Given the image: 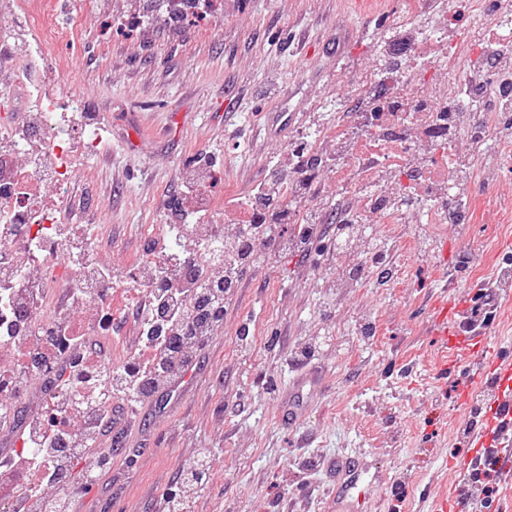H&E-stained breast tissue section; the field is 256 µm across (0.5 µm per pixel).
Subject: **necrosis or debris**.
Segmentation results:
<instances>
[{
  "label": "necrosis or debris",
  "instance_id": "4bbe7bcc",
  "mask_svg": "<svg viewBox=\"0 0 512 512\" xmlns=\"http://www.w3.org/2000/svg\"><path fill=\"white\" fill-rule=\"evenodd\" d=\"M419 7L420 0H406L390 35L376 48L378 68L362 71L346 98L327 104L335 123L300 130L289 170L273 198L279 210L287 211L289 223L298 221L296 203L321 194L322 177L334 160L359 159L363 133L383 147L403 143L405 151L397 159H379L376 186L364 187L352 174L337 181L340 222L349 224L358 216L366 224H402L410 218L418 224L468 223L476 157L497 146L501 119L512 114V0H500L492 15L483 0H456L455 6H441L437 21L428 26L417 21ZM486 26L506 32L505 39L490 48L497 66L489 85L448 65L465 47L479 48L478 33ZM423 44L438 47L439 56L419 58ZM83 110L78 98L62 101L47 89L31 102L24 131L0 127L1 135L14 138L10 165L49 181L57 190L47 204L0 185V279L26 265L27 291L36 298L35 307L26 309L18 306L14 291L0 289V342L19 340L37 327L55 332L61 298L80 289L95 314L88 326V345L101 349L108 361L127 366L133 356L116 333L117 302L111 282L100 272L93 241L72 242L65 254L56 246V233L68 217L64 191L76 175L69 164L72 136L67 119ZM382 111L392 113V120H373V113ZM439 143L449 147L459 163L432 182L428 162L418 156L424 147ZM157 241L156 249L128 265L131 287L146 297H158L163 284L140 269L160 260L174 258L211 275L212 264L186 250L183 237L166 232ZM32 243L41 244L39 253L28 252Z\"/></svg>",
  "mask_w": 512,
  "mask_h": 512
}]
</instances>
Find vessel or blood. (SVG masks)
I'll use <instances>...</instances> for the list:
<instances>
[{"instance_id": "b4317fda", "label": "vessel or blood", "mask_w": 512, "mask_h": 512, "mask_svg": "<svg viewBox=\"0 0 512 512\" xmlns=\"http://www.w3.org/2000/svg\"><path fill=\"white\" fill-rule=\"evenodd\" d=\"M431 330L439 353L466 367L460 385L464 394L483 390L487 393V411L480 424L466 438L471 452L465 459L463 475L482 471L491 465L503 476H512V339L491 338L488 330L470 324V306L450 300L447 294L435 297L430 306ZM371 463H340L336 466L338 512H364L366 501L380 487L364 481ZM474 486L463 483L444 496L433 512H471Z\"/></svg>"}]
</instances>
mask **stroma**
Listing matches in <instances>:
<instances>
[{
    "mask_svg": "<svg viewBox=\"0 0 512 512\" xmlns=\"http://www.w3.org/2000/svg\"><path fill=\"white\" fill-rule=\"evenodd\" d=\"M216 13L174 23L160 0H0V34L34 20L48 71L34 81L6 74L17 92L52 87L85 104L100 144L86 155L67 196L95 214L98 255L115 274L149 244L145 227L174 211L188 179L205 180L196 157L218 155L225 195L247 192L283 169L296 131L333 119L320 98L345 96L372 43L402 0H219ZM477 193L473 219L451 229L364 224L365 239L388 240L399 278L343 281L364 243L336 250V176L325 173L326 224L293 244L296 225L279 228L281 246L243 273L224 321L176 371L169 390L138 403L126 435L100 437L113 449L94 484L82 485L74 512H162L183 489L191 512H332L334 483L317 473L296 484L303 459L326 465L369 454L389 486L365 512H428L448 492L449 462L463 463L475 393L462 405L456 365L429 334L435 289L452 281L455 300L472 302L474 283L512 269V167ZM207 453L203 486L184 487V465Z\"/></svg>",
    "mask_w": 512,
    "mask_h": 512,
    "instance_id": "obj_1",
    "label": "stroma"
}]
</instances>
